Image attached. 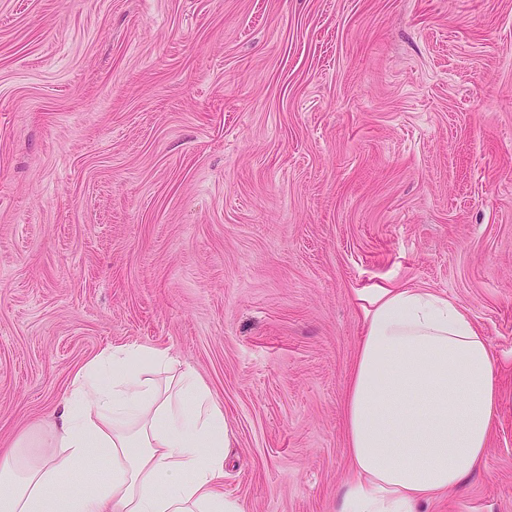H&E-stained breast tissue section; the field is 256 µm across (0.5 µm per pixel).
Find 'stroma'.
I'll use <instances>...</instances> for the list:
<instances>
[{
  "mask_svg": "<svg viewBox=\"0 0 512 512\" xmlns=\"http://www.w3.org/2000/svg\"><path fill=\"white\" fill-rule=\"evenodd\" d=\"M379 287L502 360L429 512H512V0H0V448L149 345L223 405L245 512H335Z\"/></svg>",
  "mask_w": 512,
  "mask_h": 512,
  "instance_id": "35a3bbf8",
  "label": "stroma"
}]
</instances>
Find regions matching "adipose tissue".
Wrapping results in <instances>:
<instances>
[{"instance_id":"1","label":"adipose tissue","mask_w":512,"mask_h":512,"mask_svg":"<svg viewBox=\"0 0 512 512\" xmlns=\"http://www.w3.org/2000/svg\"><path fill=\"white\" fill-rule=\"evenodd\" d=\"M344 401L348 469L336 512H426L487 460L498 360L470 313L421 288H377ZM223 407L168 350L104 351L73 377L52 425L0 455V512H245L223 491ZM95 458L104 475L90 473ZM73 490L51 498L62 481Z\"/></svg>"}]
</instances>
